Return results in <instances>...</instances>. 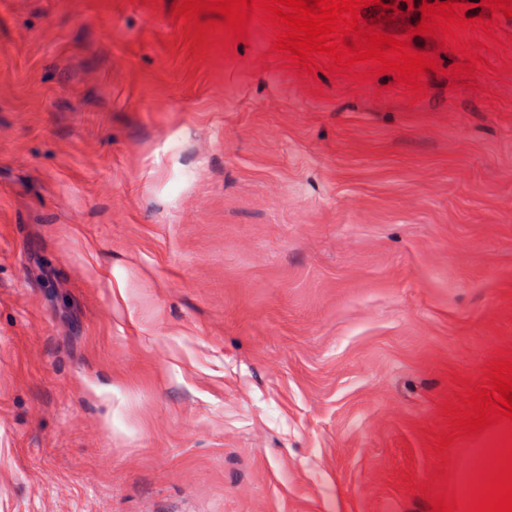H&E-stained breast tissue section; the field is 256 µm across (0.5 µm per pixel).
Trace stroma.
I'll return each mask as SVG.
<instances>
[{
	"label": "stroma",
	"mask_w": 512,
	"mask_h": 512,
	"mask_svg": "<svg viewBox=\"0 0 512 512\" xmlns=\"http://www.w3.org/2000/svg\"><path fill=\"white\" fill-rule=\"evenodd\" d=\"M173 4L0 0V512H429L512 353V17L362 7L417 92Z\"/></svg>",
	"instance_id": "stroma-1"
}]
</instances>
